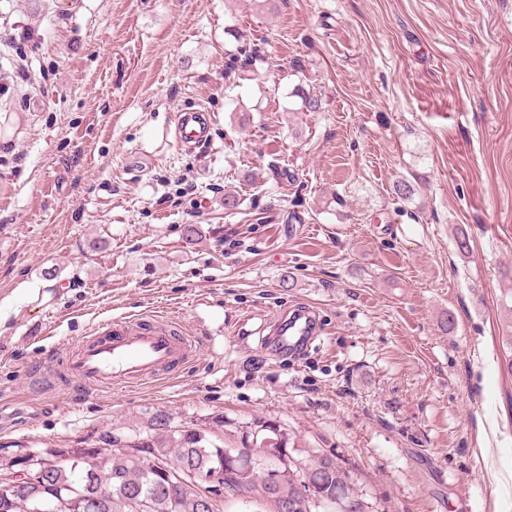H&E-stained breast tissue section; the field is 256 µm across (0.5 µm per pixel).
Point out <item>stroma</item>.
I'll return each instance as SVG.
<instances>
[{
  "label": "stroma",
  "mask_w": 512,
  "mask_h": 512,
  "mask_svg": "<svg viewBox=\"0 0 512 512\" xmlns=\"http://www.w3.org/2000/svg\"><path fill=\"white\" fill-rule=\"evenodd\" d=\"M239 34L265 60L232 87ZM185 108L207 148L175 142ZM309 301L321 340L266 352L259 325ZM155 311L199 340L185 371L42 369ZM509 336L512 0H0V404L23 412L0 459L220 413L226 447L259 418L335 456L371 512H512Z\"/></svg>",
  "instance_id": "1"
}]
</instances>
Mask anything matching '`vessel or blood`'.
Masks as SVG:
<instances>
[{"instance_id":"1","label":"vessel or blood","mask_w":512,"mask_h":512,"mask_svg":"<svg viewBox=\"0 0 512 512\" xmlns=\"http://www.w3.org/2000/svg\"><path fill=\"white\" fill-rule=\"evenodd\" d=\"M209 113L183 110L176 116L175 140L190 149L208 144ZM317 306L280 315L268 325L275 352L297 350L318 333ZM199 345L171 316L120 317L98 323L74 348L68 349L65 369L78 382L109 392L143 384L183 371L197 359Z\"/></svg>"}]
</instances>
